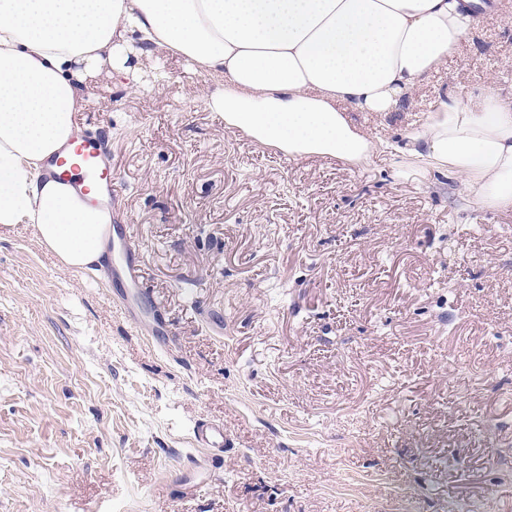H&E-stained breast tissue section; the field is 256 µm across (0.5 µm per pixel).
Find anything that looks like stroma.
Segmentation results:
<instances>
[{"mask_svg": "<svg viewBox=\"0 0 512 512\" xmlns=\"http://www.w3.org/2000/svg\"><path fill=\"white\" fill-rule=\"evenodd\" d=\"M100 79L74 120L112 141L141 243L153 347L33 225L0 230V512H512V209L463 200L400 152L440 97L512 105V0L391 112L356 163L283 159L203 102L214 79L159 53ZM228 446L204 459L192 427ZM194 442L200 448H208L210 457L206 463H192L186 467V479L201 480L205 473L210 472L208 468L214 457H220L226 446L224 439V424L218 420H201L193 429Z\"/></svg>", "mask_w": 512, "mask_h": 512, "instance_id": "1", "label": "stroma"}]
</instances>
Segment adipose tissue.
<instances>
[{"label":"adipose tissue","instance_id":"1","mask_svg":"<svg viewBox=\"0 0 512 512\" xmlns=\"http://www.w3.org/2000/svg\"><path fill=\"white\" fill-rule=\"evenodd\" d=\"M457 0H0V228L35 225L70 269L102 258L96 191L39 175L76 136L91 82H141L163 52L222 79L213 112L289 158H369L373 140L339 108L389 112L466 37ZM408 152L486 208H512V108L494 89L439 101Z\"/></svg>","mask_w":512,"mask_h":512}]
</instances>
